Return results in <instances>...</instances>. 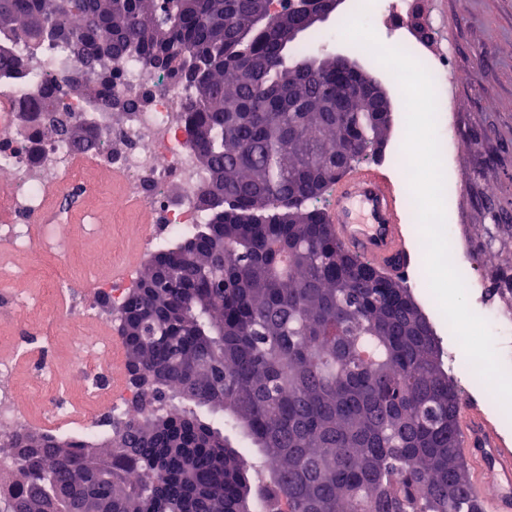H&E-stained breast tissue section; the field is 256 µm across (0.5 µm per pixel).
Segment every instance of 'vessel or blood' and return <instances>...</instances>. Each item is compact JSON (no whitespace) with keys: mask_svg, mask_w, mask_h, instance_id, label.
Wrapping results in <instances>:
<instances>
[{"mask_svg":"<svg viewBox=\"0 0 512 512\" xmlns=\"http://www.w3.org/2000/svg\"><path fill=\"white\" fill-rule=\"evenodd\" d=\"M51 202L50 216L61 213L70 220L81 211L79 198L66 192L53 193ZM328 220L347 253L396 277L415 274L396 193L376 169H355L336 184ZM457 431L458 451L470 466V495L483 512H512V448L470 401L462 404Z\"/></svg>","mask_w":512,"mask_h":512,"instance_id":"obj_1","label":"vessel or blood"}]
</instances>
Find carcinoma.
I'll use <instances>...</instances> for the list:
<instances>
[{"instance_id": "1", "label": "carcinoma", "mask_w": 512, "mask_h": 512, "mask_svg": "<svg viewBox=\"0 0 512 512\" xmlns=\"http://www.w3.org/2000/svg\"><path fill=\"white\" fill-rule=\"evenodd\" d=\"M0 0V78L24 70L46 41L74 65L20 110L48 113V131L76 144L92 129L70 96L119 116L110 88L131 56L183 83L190 133L207 179L206 224L146 265L143 292L120 307L127 367L141 414L97 441L19 428L0 438L17 464L0 475V512H482L457 451L462 397L433 328L401 280L340 246L318 185L336 155L373 158L387 113L323 112L320 101L360 75L303 48L307 0L259 30L268 0ZM499 297L512 303V224ZM382 355L365 361L361 342ZM243 426L263 457L241 460L221 427Z\"/></svg>"}]
</instances>
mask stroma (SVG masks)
<instances>
[{"instance_id": "35a3bbf8", "label": "stroma", "mask_w": 512, "mask_h": 512, "mask_svg": "<svg viewBox=\"0 0 512 512\" xmlns=\"http://www.w3.org/2000/svg\"><path fill=\"white\" fill-rule=\"evenodd\" d=\"M358 2L344 0L328 22L317 25L315 33L329 38L325 55L346 49L386 83L394 105L391 132L382 157L370 159L368 165L381 171L404 201L411 188L393 162L405 138L401 88L366 49L340 34L343 19L357 11ZM423 20L434 26L433 47L448 56V70L454 77L449 90L451 110L437 116L438 133L451 140L455 148V161L444 166V177L461 186L459 194L444 200L446 223L459 230L449 245L464 251L478 242L495 249L499 243L487 239L485 227L512 224V0H425ZM79 172L92 186L82 203L85 215L110 222L112 232L93 235L83 218H78L60 227L68 241L66 252L38 249L30 254H11L0 247V269L12 274V287L23 289L29 296H41L53 275L83 282L94 273L111 276L123 265L137 232L146 228V216L138 206L120 213L112 210L114 198L123 191L120 175L87 163L80 165ZM412 294L428 317L449 372L464 396L477 401L512 440V415L501 404L487 401L482 384L474 380L473 369L438 306L432 305L420 289H413ZM39 320L38 311L29 310L22 312L16 322H0V357L14 360L13 387L23 405L30 402L35 381L27 358L16 356L10 341L21 324L33 326Z\"/></svg>"}]
</instances>
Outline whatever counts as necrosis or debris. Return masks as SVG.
Wrapping results in <instances>:
<instances>
[{"mask_svg": "<svg viewBox=\"0 0 512 512\" xmlns=\"http://www.w3.org/2000/svg\"><path fill=\"white\" fill-rule=\"evenodd\" d=\"M434 40L432 30L426 29L419 32L417 40L402 42L401 47L428 70L436 89L444 94L450 86L448 60L427 51V44ZM69 55L65 44H45L31 68L0 80V96L12 98L20 105L38 101L48 76ZM112 95L127 102L128 108L120 120L103 123L93 144L81 147L58 135L44 139L43 127L36 123L29 138L0 145V176L7 188L6 196L0 198V242L8 243L14 252L35 250L31 221L51 188L78 184L74 161L81 156L96 157L122 174L128 191L115 199L114 211H122L137 199L154 219L155 231L142 236L125 256L132 274H139L144 253L158 251L173 239L189 236L196 225L205 223L206 213L197 205L196 196L206 182V175L188 132V89L166 81L151 72L143 60L132 57L114 81ZM173 184L181 189V196L175 201L168 196V188ZM97 287L111 296L112 310H98L84 291L72 283L51 281L52 293L69 300L65 311L54 312L50 325L67 330L71 358L68 364H59L46 347L34 360L33 368L39 378L38 408L50 426L72 418L66 384L72 371H84L92 410L100 417L94 433L100 436L116 432L124 422L137 416L139 407L135 389L113 380L120 344L102 333L103 326L114 317V307L121 305L125 288L110 280L99 281ZM13 371V363L0 361L2 432L31 424L28 410L17 405L9 384Z\"/></svg>", "mask_w": 512, "mask_h": 512, "instance_id": "4bbe7bcc", "label": "necrosis or debris"}]
</instances>
